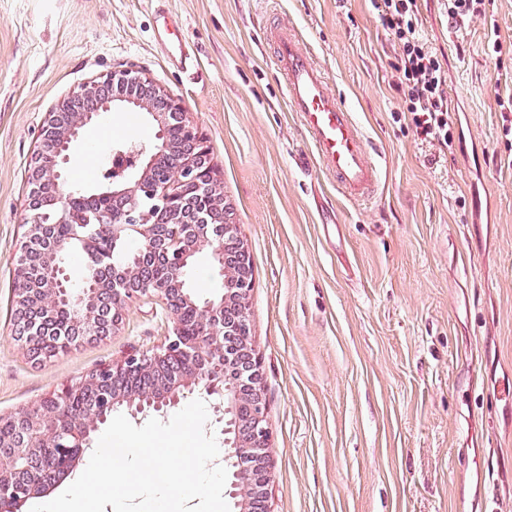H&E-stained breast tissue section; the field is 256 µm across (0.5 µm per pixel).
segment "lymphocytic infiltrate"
<instances>
[{
	"label": "lymphocytic infiltrate",
	"instance_id": "lymphocytic-infiltrate-1",
	"mask_svg": "<svg viewBox=\"0 0 512 512\" xmlns=\"http://www.w3.org/2000/svg\"><path fill=\"white\" fill-rule=\"evenodd\" d=\"M371 6L399 50L393 85L402 94L404 121L421 142L449 145L455 122L447 67L424 35L419 0H371Z\"/></svg>",
	"mask_w": 512,
	"mask_h": 512
}]
</instances>
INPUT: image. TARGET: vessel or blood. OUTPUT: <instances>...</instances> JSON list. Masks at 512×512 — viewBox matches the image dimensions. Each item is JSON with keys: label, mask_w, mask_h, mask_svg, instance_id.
Segmentation results:
<instances>
[{"label": "vessel or blood", "mask_w": 512, "mask_h": 512, "mask_svg": "<svg viewBox=\"0 0 512 512\" xmlns=\"http://www.w3.org/2000/svg\"><path fill=\"white\" fill-rule=\"evenodd\" d=\"M180 26L179 20L166 16L155 34L156 43L176 67L186 65L191 57L189 46L177 35ZM269 45L270 62L282 79L286 102L309 141L314 163L348 196L371 197L379 169L350 107L330 90L325 73L293 30L271 29Z\"/></svg>", "instance_id": "vessel-or-blood-1"}]
</instances>
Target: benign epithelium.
<instances>
[{"mask_svg":"<svg viewBox=\"0 0 512 512\" xmlns=\"http://www.w3.org/2000/svg\"><path fill=\"white\" fill-rule=\"evenodd\" d=\"M162 94L139 67L127 65L73 91L42 126L41 145L29 167L33 205L15 259L12 338L33 360L42 361L109 334L124 309L143 296L163 303L173 329L160 350L131 354L0 418V512H25L56 485V474H71L91 434L114 411L164 413L193 394L224 402L221 465L227 470L230 512H269L271 430L248 313L253 270L237 225L217 219L209 208L189 207L194 198L210 197L221 209L224 198L181 103L170 99L167 111L154 109L153 100ZM117 106L148 114L157 128L155 141L128 139L113 147L97 186L106 199L104 212L91 217L71 205L64 168L81 130ZM173 125L181 126L190 149L157 181L152 167L170 149L166 132ZM166 236V271L139 281L140 270ZM129 238L141 244L132 259L119 253ZM76 240L86 269L80 287L70 283L64 268ZM201 253L209 255L210 275L220 281L219 293L210 297L188 288L193 261ZM144 375L149 386L129 383Z\"/></svg>","mask_w":512,"mask_h":512,"instance_id":"7a95c632","label":"benign epithelium"}]
</instances>
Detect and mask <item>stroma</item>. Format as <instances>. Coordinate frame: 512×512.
Segmentation results:
<instances>
[{
	"instance_id": "35a3bbf8",
	"label": "stroma",
	"mask_w": 512,
	"mask_h": 512,
	"mask_svg": "<svg viewBox=\"0 0 512 512\" xmlns=\"http://www.w3.org/2000/svg\"><path fill=\"white\" fill-rule=\"evenodd\" d=\"M193 50L171 67L152 0H0V417L103 365L164 344L142 298L106 339L41 362L13 341L14 258L28 169L48 112L134 64L179 101L253 266L249 312L272 432L271 512H512V154L496 105L490 29L512 45V0L461 28L421 0L448 62L450 147L416 141L397 112L398 55L368 0H169ZM288 20L364 132L374 203L302 170L307 142L269 61L268 16ZM155 129L117 110L85 126L68 167L86 191L115 143Z\"/></svg>"
}]
</instances>
